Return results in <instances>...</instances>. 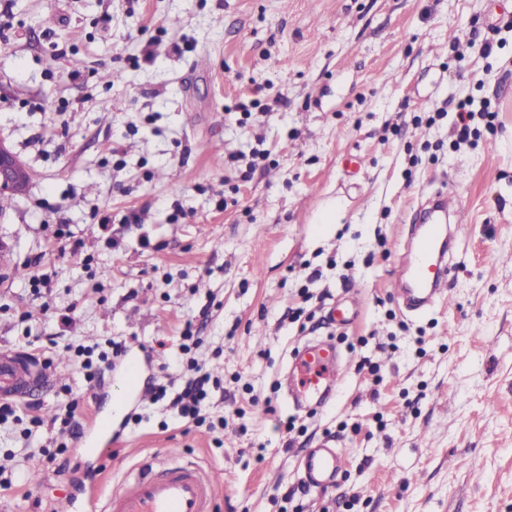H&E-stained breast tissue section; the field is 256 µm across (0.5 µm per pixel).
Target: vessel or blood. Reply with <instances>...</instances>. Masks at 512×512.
Here are the masks:
<instances>
[{"instance_id": "vessel-or-blood-1", "label": "vessel or blood", "mask_w": 512, "mask_h": 512, "mask_svg": "<svg viewBox=\"0 0 512 512\" xmlns=\"http://www.w3.org/2000/svg\"><path fill=\"white\" fill-rule=\"evenodd\" d=\"M442 222L421 227L414 253L404 263L405 277L395 279L396 292H409L411 301L438 295L439 285L450 271L444 262ZM336 357L333 351L304 345L294 362L297 398L325 402L336 394ZM55 372L21 350L0 351V397L21 399L31 388L49 390ZM344 466L336 448L311 449L302 461L310 485L324 489L334 485ZM216 483L197 465L156 461L139 467L118 490L110 492L107 512H211Z\"/></svg>"}]
</instances>
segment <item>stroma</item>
Segmentation results:
<instances>
[{"label":"stroma","instance_id":"35a3bbf8","mask_svg":"<svg viewBox=\"0 0 512 512\" xmlns=\"http://www.w3.org/2000/svg\"><path fill=\"white\" fill-rule=\"evenodd\" d=\"M0 138L33 174L0 214V350L37 339L57 373L0 422L11 512L165 452L216 477L214 512H512V0H0ZM439 190L464 216L447 296L411 312L391 280ZM331 201L342 222L318 223ZM188 324L222 385L202 427L127 392L132 360L178 378ZM118 336L87 390L76 349ZM308 341L340 389L298 409ZM325 438L345 470L312 488L298 458Z\"/></svg>","mask_w":512,"mask_h":512}]
</instances>
